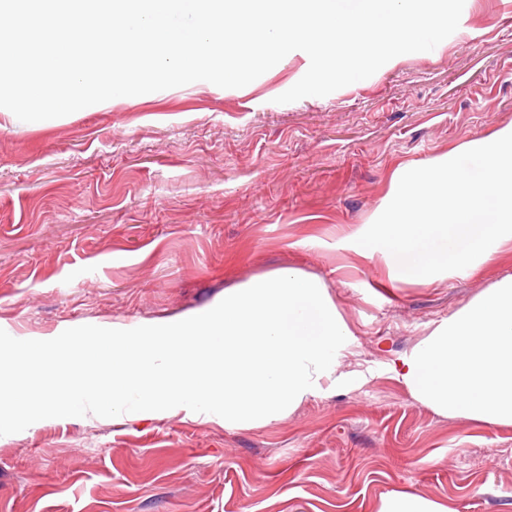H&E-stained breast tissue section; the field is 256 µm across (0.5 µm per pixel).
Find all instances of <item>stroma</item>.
I'll use <instances>...</instances> for the list:
<instances>
[{
	"label": "stroma",
	"mask_w": 512,
	"mask_h": 512,
	"mask_svg": "<svg viewBox=\"0 0 512 512\" xmlns=\"http://www.w3.org/2000/svg\"><path fill=\"white\" fill-rule=\"evenodd\" d=\"M292 56L249 85L191 83L0 124V329L55 337L214 306L276 270L321 279L352 333L342 387L268 424L52 420L0 436V512H378L410 492L512 512V426L437 413L391 371L512 276L390 282L357 239L398 173L512 126V0L327 96L280 104Z\"/></svg>",
	"instance_id": "35a3bbf8"
}]
</instances>
